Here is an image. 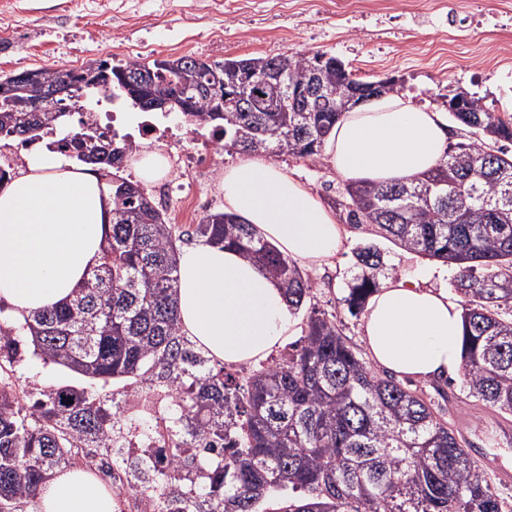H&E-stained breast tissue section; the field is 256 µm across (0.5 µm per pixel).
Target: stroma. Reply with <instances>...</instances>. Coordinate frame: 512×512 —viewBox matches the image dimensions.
Segmentation results:
<instances>
[{
    "label": "stroma",
    "instance_id": "obj_1",
    "mask_svg": "<svg viewBox=\"0 0 512 512\" xmlns=\"http://www.w3.org/2000/svg\"><path fill=\"white\" fill-rule=\"evenodd\" d=\"M0 0V76L33 68H80L98 59L131 60L135 41L154 43V58L173 57V45L185 36L188 6H195V57H227L327 52L342 60L355 77L397 80L396 88L415 100L444 106L448 90L462 88L488 107L512 113V29L493 36L472 24L465 0L450 9L439 0H359L341 17L320 10L266 11L252 0L247 13L228 11L227 0ZM266 11L264 22L255 12ZM276 163L323 203L344 188L325 158L310 161L285 154ZM344 251L331 265L306 267L316 284L317 308L342 325L349 342L362 346V318L351 315L346 284L357 274L355 251L371 242L387 265L421 272L427 285H450L454 271L441 262L405 251L375 236L371 227H345ZM17 384L36 393L45 387L80 384L79 376L25 355L16 368ZM401 385L422 390L445 419L469 442L496 492L512 503V415L469 397L463 377L446 380L401 378Z\"/></svg>",
    "mask_w": 512,
    "mask_h": 512
}]
</instances>
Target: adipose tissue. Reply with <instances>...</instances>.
Returning a JSON list of instances; mask_svg holds the SVG:
<instances>
[{"label":"adipose tissue","instance_id":"adipose-tissue-1","mask_svg":"<svg viewBox=\"0 0 512 512\" xmlns=\"http://www.w3.org/2000/svg\"><path fill=\"white\" fill-rule=\"evenodd\" d=\"M448 115L404 94L371 98L345 112L325 146L344 182H409L434 169L448 148ZM225 212L292 260L320 265L345 244L335 212L278 164L254 156L225 167ZM112 222L104 179L65 157L35 151L0 185V303L15 319L66 303L98 265ZM180 329L212 362L260 366L296 333L282 289L251 260L204 243L177 256ZM460 300L423 287L408 271L371 296L363 341L373 364L416 379L459 374ZM115 494L87 468L56 473L38 512H117Z\"/></svg>","mask_w":512,"mask_h":512}]
</instances>
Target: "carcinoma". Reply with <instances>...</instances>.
I'll list each match as a JSON object with an SVG mask.
<instances>
[{
  "label": "carcinoma",
  "mask_w": 512,
  "mask_h": 512,
  "mask_svg": "<svg viewBox=\"0 0 512 512\" xmlns=\"http://www.w3.org/2000/svg\"><path fill=\"white\" fill-rule=\"evenodd\" d=\"M288 85L313 73L328 91L297 107L264 105L267 70ZM29 80L0 77V135L35 142L59 133V150L112 180V224L100 263L73 300L34 312L19 327L0 320V512H36L41 485L85 465L119 472L135 512H506L460 432L419 394L377 375L342 329L311 305L315 285L251 225L212 213L180 233L142 189L112 172V158L137 149L88 141L67 125L85 102L128 96L133 80L149 96L189 102L187 122L212 128L221 149L315 160L350 107L372 85L327 52L206 61L176 59L78 69H33ZM249 79L254 109L219 101L199 87ZM59 93L38 113L29 105ZM450 116L469 138L411 183L347 186L334 207L347 224H369L403 250L456 266L463 298L462 358L469 396L512 415V114L474 96ZM234 247L309 311L305 335L283 356L250 370L213 364L180 332L175 256L180 244ZM361 273L345 297L358 314L386 264L379 249L356 252ZM481 275H476L478 269ZM395 272V269L388 270ZM83 379L122 388L101 395L54 385L37 399L12 381L26 354Z\"/></svg>",
  "instance_id": "cac0c4a2"
}]
</instances>
